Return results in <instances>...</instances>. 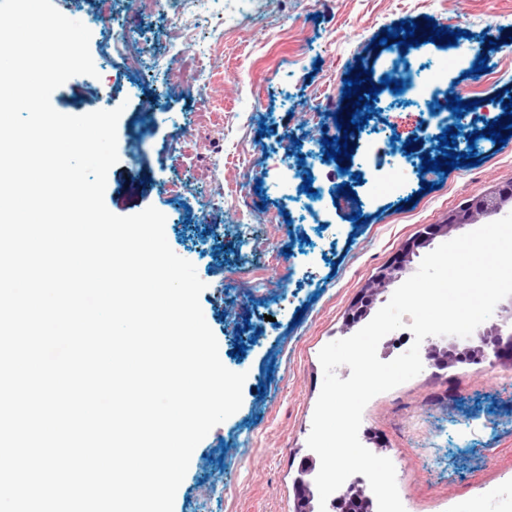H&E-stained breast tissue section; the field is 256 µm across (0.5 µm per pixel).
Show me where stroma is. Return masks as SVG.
<instances>
[{
	"label": "stroma",
	"mask_w": 512,
	"mask_h": 512,
	"mask_svg": "<svg viewBox=\"0 0 512 512\" xmlns=\"http://www.w3.org/2000/svg\"><path fill=\"white\" fill-rule=\"evenodd\" d=\"M168 2L58 0L57 10L89 29L97 74L70 78L51 104L121 109L105 204L120 216L150 206L165 215L169 246L205 284L200 305L224 365L247 375L238 411L194 449L174 512H292L293 482L311 454L320 350L353 335L350 303L423 225L512 183V138H481L477 165L436 174L431 191L406 168V193L367 195L356 220L329 203L306 209L303 172L285 163L281 143L331 122L359 57H376L374 74L385 76L380 38L403 20L458 33L456 52L442 39L423 42L412 64L436 89L465 91L474 129L498 120L512 98V0H249L238 25L236 0H215L187 24ZM227 22L205 95L171 94L170 83L193 82L199 45ZM488 37L501 51L472 75V48ZM173 40L178 59L157 71L154 55ZM419 114L406 98L373 108L363 174L379 165L390 132L418 138ZM359 439L392 460L406 512H456L462 502L512 512V370L471 357L450 367L424 359L419 375L370 400Z\"/></svg>",
	"instance_id": "1"
}]
</instances>
